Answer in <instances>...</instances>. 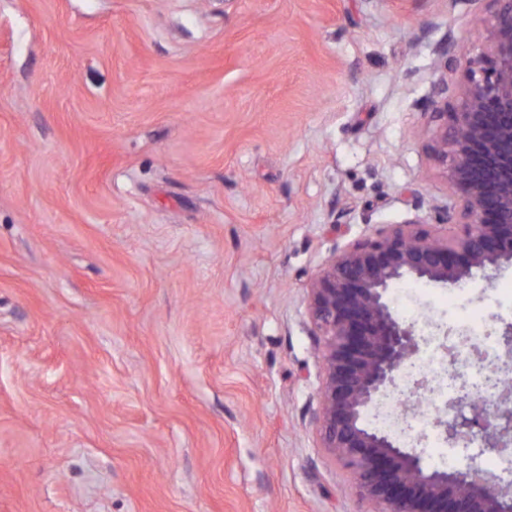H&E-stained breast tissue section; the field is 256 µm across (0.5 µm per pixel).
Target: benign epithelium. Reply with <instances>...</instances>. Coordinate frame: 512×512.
<instances>
[{
	"instance_id": "7a95c632",
	"label": "benign epithelium",
	"mask_w": 512,
	"mask_h": 512,
	"mask_svg": "<svg viewBox=\"0 0 512 512\" xmlns=\"http://www.w3.org/2000/svg\"><path fill=\"white\" fill-rule=\"evenodd\" d=\"M479 9L494 6L486 23L482 52L466 60L464 83L448 87L440 79L428 102L435 126L427 150L446 178L459 209L439 207L434 221L462 226L442 238L415 217L383 229L372 239L350 243L313 278L308 314L321 337L322 447L353 476L359 495L376 512H512V484L480 471L427 469L420 456L384 429L369 427L367 412L397 390L396 379L414 362L421 338L401 323L388 302V290L404 278L441 287H459L481 272L512 265V0H466ZM505 357L493 367L512 366V324L501 334ZM457 382L456 394L435 408V426L458 448H495L512 454V384L494 388V406L471 401L469 416L456 413L468 398L457 370L458 345L441 343Z\"/></svg>"
}]
</instances>
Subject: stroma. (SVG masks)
Returning <instances> with one entry per match:
<instances>
[{
    "instance_id": "35a3bbf8",
    "label": "stroma",
    "mask_w": 512,
    "mask_h": 512,
    "mask_svg": "<svg viewBox=\"0 0 512 512\" xmlns=\"http://www.w3.org/2000/svg\"><path fill=\"white\" fill-rule=\"evenodd\" d=\"M466 0H0V512H374L321 446L313 277L451 204ZM512 266L394 313L496 335ZM429 468L502 475L496 449Z\"/></svg>"
}]
</instances>
